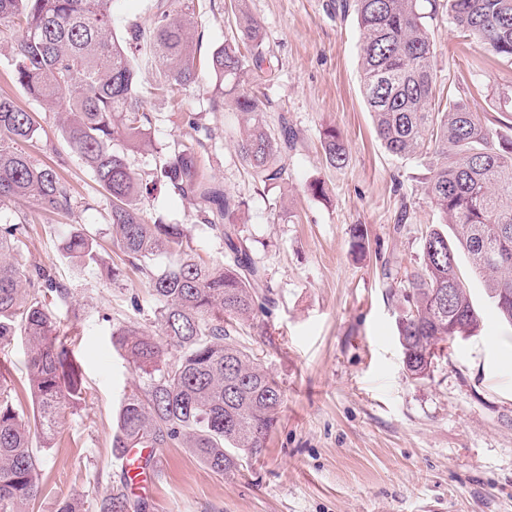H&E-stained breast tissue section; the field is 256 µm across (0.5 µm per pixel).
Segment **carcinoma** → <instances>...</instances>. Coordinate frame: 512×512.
Listing matches in <instances>:
<instances>
[{"label":"carcinoma","instance_id":"carcinoma-1","mask_svg":"<svg viewBox=\"0 0 512 512\" xmlns=\"http://www.w3.org/2000/svg\"><path fill=\"white\" fill-rule=\"evenodd\" d=\"M115 2L0 0V26L12 30L8 38L0 30V56L29 97L55 114L112 199V245L145 276L155 302L152 325L112 329L113 346L145 378L121 401L113 447L178 444L215 473L238 472L263 455L284 401L280 383L235 339L237 325L254 320L270 301L259 295L261 271L238 229L245 202L202 175L201 141L193 136L174 142L154 170L135 167L130 153L155 149L144 97L172 98L205 70L240 118L237 151L256 186L284 180L295 132L283 123L275 133L265 118L260 85L271 69L264 67L261 26L245 10L246 0L229 4L237 38L204 61L191 33L194 0H157L150 30L134 25L121 39L113 26ZM353 10L361 31L362 94L377 134L392 154L426 161L424 192L440 218L423 237L421 265L410 274L409 307L398 325L407 371L421 378L440 343L479 328L458 252L512 326V138L499 136L468 102L437 93L429 31L443 10L460 36L512 62V0H354ZM146 51L159 78L143 87L138 72ZM39 130L36 113L0 95V204L34 200L68 209L66 184L19 149ZM321 147L330 163L347 160L336 130L323 133ZM157 183L198 201L193 228L147 220L142 189ZM21 228L0 224V347L22 337L34 407L24 410L7 360L0 359V512H29L41 492L32 431L50 447L63 413L84 395L72 332L50 308L68 304L71 290L51 270L25 266ZM194 230L221 241L222 262L200 257ZM59 250L78 270L100 263L94 239L78 229L64 234ZM159 257L168 263L155 264ZM96 508L142 512L143 504L120 484L107 489Z\"/></svg>","mask_w":512,"mask_h":512}]
</instances>
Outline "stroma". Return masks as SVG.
I'll return each mask as SVG.
<instances>
[{"instance_id":"35a3bbf8","label":"stroma","mask_w":512,"mask_h":512,"mask_svg":"<svg viewBox=\"0 0 512 512\" xmlns=\"http://www.w3.org/2000/svg\"><path fill=\"white\" fill-rule=\"evenodd\" d=\"M226 0H198L197 53L230 37ZM342 0H247L261 25L262 52L275 72L266 119L286 116L297 138L285 181L257 188L236 150L237 120L212 108L219 93L203 79L174 99H150L156 144L185 138L184 112L211 132L205 171L242 198L240 230L274 298L240 325L239 344L277 378L284 402L260 460L218 474L188 449H161L155 488L129 487L144 512H512V327L488 299L466 255L458 265L481 323L475 336L448 341L429 376L407 371L398 341L408 276L421 263L422 232L438 214L423 191V160L388 152L362 95L360 30ZM437 80L470 101L501 134L512 115L496 97L512 91V64L459 38L447 18L429 26ZM36 113L42 130L24 149L53 169L71 195L68 209L32 201L0 205V223L22 224L27 266L52 270L71 289L73 353L86 397L65 414L53 447L39 449L42 491L34 512L79 498L96 512L106 488L123 482L113 440L125 392L139 372L112 344L118 323H148L154 302L141 274L124 268L121 286L104 267L120 254L107 231L110 198L71 150L55 118L42 112L0 57V95ZM333 127L348 160H327L320 133ZM323 195L309 191L312 183ZM148 219L193 224V201L158 189L142 197ZM97 241L100 264L75 272L58 249L66 227ZM361 229L364 249L354 245Z\"/></svg>"}]
</instances>
